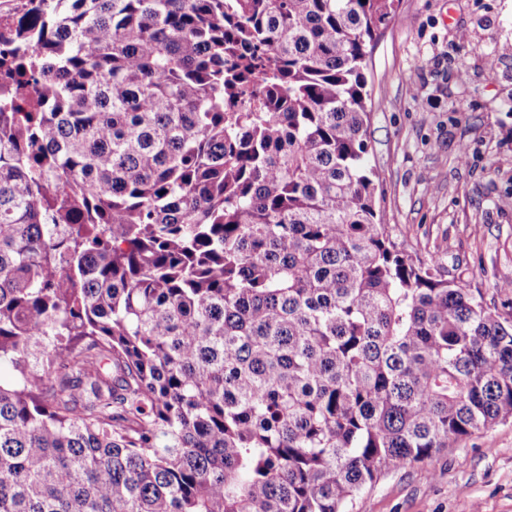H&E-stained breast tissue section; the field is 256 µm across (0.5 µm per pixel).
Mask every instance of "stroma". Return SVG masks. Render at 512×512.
Returning <instances> with one entry per match:
<instances>
[{
	"mask_svg": "<svg viewBox=\"0 0 512 512\" xmlns=\"http://www.w3.org/2000/svg\"><path fill=\"white\" fill-rule=\"evenodd\" d=\"M366 70L369 163L395 242L512 312V0H396ZM350 512H512V420L382 475Z\"/></svg>",
	"mask_w": 512,
	"mask_h": 512,
	"instance_id": "obj_1",
	"label": "stroma"
}]
</instances>
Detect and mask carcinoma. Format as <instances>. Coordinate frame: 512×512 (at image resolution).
Masks as SVG:
<instances>
[{
	"label": "carcinoma",
	"mask_w": 512,
	"mask_h": 512,
	"mask_svg": "<svg viewBox=\"0 0 512 512\" xmlns=\"http://www.w3.org/2000/svg\"><path fill=\"white\" fill-rule=\"evenodd\" d=\"M0 512H347L512 420V319L382 223L395 0H22Z\"/></svg>",
	"instance_id": "cac0c4a2"
}]
</instances>
